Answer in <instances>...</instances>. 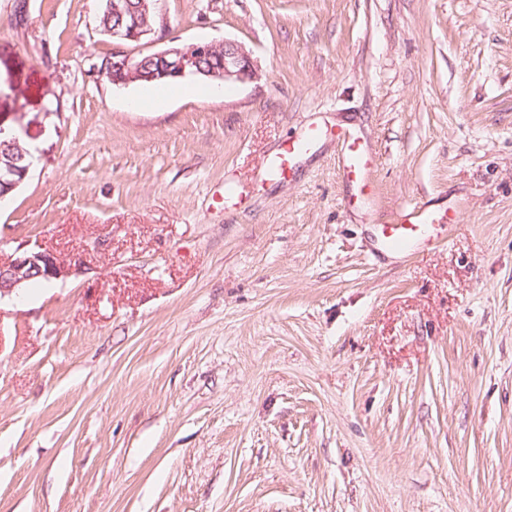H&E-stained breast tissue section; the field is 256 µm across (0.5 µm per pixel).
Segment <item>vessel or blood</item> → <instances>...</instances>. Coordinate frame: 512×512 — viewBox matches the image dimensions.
<instances>
[{
  "instance_id": "vessel-or-blood-1",
  "label": "vessel or blood",
  "mask_w": 512,
  "mask_h": 512,
  "mask_svg": "<svg viewBox=\"0 0 512 512\" xmlns=\"http://www.w3.org/2000/svg\"><path fill=\"white\" fill-rule=\"evenodd\" d=\"M328 139L343 142L346 152L342 161L343 174L360 186L363 200L372 194L373 160L367 142L357 137L349 127L334 128L319 124L310 127L304 137L288 143L280 152L267 157L264 171L268 178L282 179L293 168L296 155L305 154ZM443 216L424 205H411L398 210L392 221L379 225L377 241L381 250L410 256L435 242V225L443 223Z\"/></svg>"
}]
</instances>
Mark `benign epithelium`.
Wrapping results in <instances>:
<instances>
[{
    "instance_id": "1",
    "label": "benign epithelium",
    "mask_w": 512,
    "mask_h": 512,
    "mask_svg": "<svg viewBox=\"0 0 512 512\" xmlns=\"http://www.w3.org/2000/svg\"><path fill=\"white\" fill-rule=\"evenodd\" d=\"M157 0H106L107 12L112 14V27L107 34L117 44H139L155 33L149 17L157 15ZM224 50V59L213 63L218 50ZM114 85L132 81L154 82L159 79H186L197 77L217 83L254 82L261 79V70L246 48L232 41L171 44L161 50L131 55L112 53L98 70ZM26 156L12 159L0 167V199L11 194L29 175L32 165L16 168L15 164ZM70 265L54 254L17 247L10 255H0V297L11 295L36 277L58 280L69 273Z\"/></svg>"
}]
</instances>
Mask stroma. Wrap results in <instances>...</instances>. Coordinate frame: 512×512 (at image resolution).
<instances>
[{"instance_id":"stroma-1","label":"stroma","mask_w":512,"mask_h":512,"mask_svg":"<svg viewBox=\"0 0 512 512\" xmlns=\"http://www.w3.org/2000/svg\"><path fill=\"white\" fill-rule=\"evenodd\" d=\"M100 0H0V512H512V0H158L125 52L244 45L187 97L93 72ZM375 157L365 209L311 123ZM437 242L375 255L405 206ZM327 139H336L346 146L342 161L343 174L349 181L360 186V202L367 204L372 194L373 160L368 143L357 137L349 127L329 128L326 124H317L309 128L304 137L292 141L280 152L267 157L264 163L265 175L271 179L286 177L293 168V161L298 154H306ZM28 152L32 159L29 165H23L19 169L14 166L17 162L26 160L25 153L22 152L18 160L15 157L9 163H6L4 168L0 167V200L11 194L28 177L33 166V155L30 150ZM16 175H20V177L16 178ZM69 269L70 264L47 251L18 246L7 257L0 253V298L18 292L36 277L47 280L64 278Z\"/></svg>"}]
</instances>
